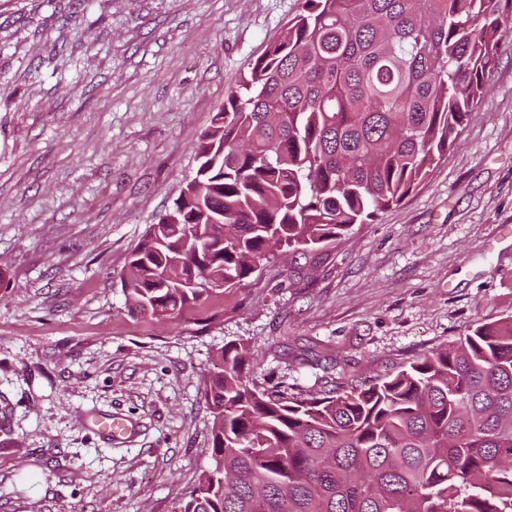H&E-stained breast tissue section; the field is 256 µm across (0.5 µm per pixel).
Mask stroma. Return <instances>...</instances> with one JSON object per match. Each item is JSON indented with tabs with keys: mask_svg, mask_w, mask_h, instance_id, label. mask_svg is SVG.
Returning a JSON list of instances; mask_svg holds the SVG:
<instances>
[{
	"mask_svg": "<svg viewBox=\"0 0 512 512\" xmlns=\"http://www.w3.org/2000/svg\"><path fill=\"white\" fill-rule=\"evenodd\" d=\"M298 0H0V512H174L210 464L225 343L288 396L367 385L512 315V35L457 145L402 202L269 253L158 322L121 279L194 146ZM127 418L130 438L99 431Z\"/></svg>",
	"mask_w": 512,
	"mask_h": 512,
	"instance_id": "1",
	"label": "stroma"
}]
</instances>
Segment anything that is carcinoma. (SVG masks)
Wrapping results in <instances>:
<instances>
[{"label":"carcinoma","mask_w":512,"mask_h":512,"mask_svg":"<svg viewBox=\"0 0 512 512\" xmlns=\"http://www.w3.org/2000/svg\"><path fill=\"white\" fill-rule=\"evenodd\" d=\"M511 33L512 0H300L132 251L130 311L164 320L406 199ZM218 361L211 464L175 512H512V315L319 398L259 389L242 343Z\"/></svg>","instance_id":"carcinoma-1"}]
</instances>
